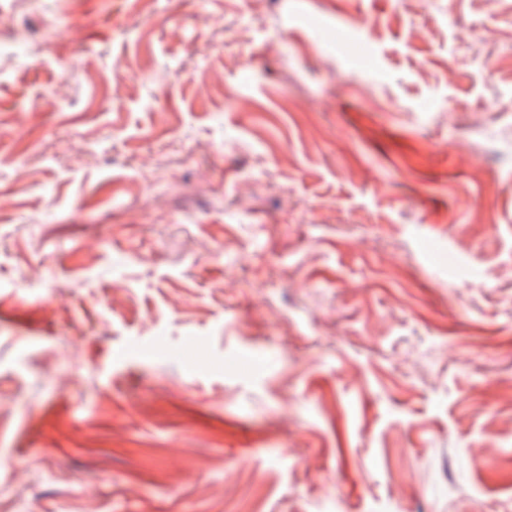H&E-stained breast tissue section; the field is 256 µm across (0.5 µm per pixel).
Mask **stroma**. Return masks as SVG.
I'll return each mask as SVG.
<instances>
[{
	"instance_id": "obj_1",
	"label": "stroma",
	"mask_w": 512,
	"mask_h": 512,
	"mask_svg": "<svg viewBox=\"0 0 512 512\" xmlns=\"http://www.w3.org/2000/svg\"><path fill=\"white\" fill-rule=\"evenodd\" d=\"M0 457V512H512V0H0Z\"/></svg>"
}]
</instances>
